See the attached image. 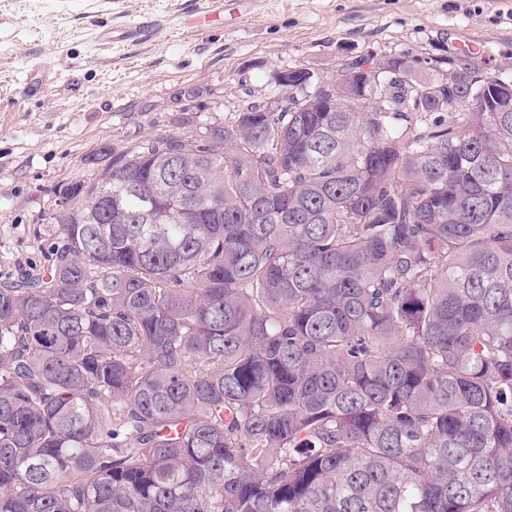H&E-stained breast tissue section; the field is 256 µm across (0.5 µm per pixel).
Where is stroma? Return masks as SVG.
Wrapping results in <instances>:
<instances>
[{"label":"stroma","mask_w":512,"mask_h":512,"mask_svg":"<svg viewBox=\"0 0 512 512\" xmlns=\"http://www.w3.org/2000/svg\"><path fill=\"white\" fill-rule=\"evenodd\" d=\"M192 3L0 0V280L47 271L58 189L93 176L88 156L200 134L249 94L276 93L278 68L329 74L369 52L452 59L475 41L489 73L512 68V0H258L200 32L178 22ZM146 21V42L97 39L100 26ZM37 64L55 79L33 99Z\"/></svg>","instance_id":"stroma-1"}]
</instances>
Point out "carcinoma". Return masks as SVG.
Wrapping results in <instances>:
<instances>
[{"label": "carcinoma", "instance_id": "cac0c4a2", "mask_svg": "<svg viewBox=\"0 0 512 512\" xmlns=\"http://www.w3.org/2000/svg\"><path fill=\"white\" fill-rule=\"evenodd\" d=\"M288 78L59 188L0 281V512H512V74Z\"/></svg>", "mask_w": 512, "mask_h": 512}]
</instances>
